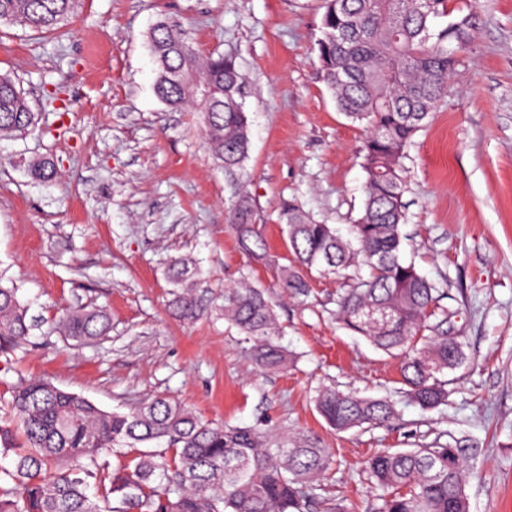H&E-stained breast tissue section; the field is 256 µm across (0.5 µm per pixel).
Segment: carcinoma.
Wrapping results in <instances>:
<instances>
[{"instance_id": "obj_1", "label": "carcinoma", "mask_w": 512, "mask_h": 512, "mask_svg": "<svg viewBox=\"0 0 512 512\" xmlns=\"http://www.w3.org/2000/svg\"><path fill=\"white\" fill-rule=\"evenodd\" d=\"M452 0H324L317 58L338 111L365 125L361 147L365 174L360 216L343 236L316 222L299 205L282 212L293 256L281 269L283 292H309L308 273L343 275L351 281L336 300V319L374 347L400 360L402 398L422 411L448 401L446 373L462 365L457 336L430 334L440 288L402 258L406 221L404 159L414 135L448 95L461 59L451 45L473 36L471 14ZM79 0H0V23L58 33ZM448 16V25L434 22ZM148 41L156 63L154 91L174 109L192 108L203 118L204 143L227 172L243 167L250 146L245 80L230 55L202 57L181 26L161 21ZM208 86L203 97L197 87ZM36 122L24 93L0 74V138L14 137ZM232 230L241 249L266 258L265 241L253 224L252 199L232 204ZM365 266L363 278L355 269ZM186 260L170 261L171 305L193 321L200 315L188 289ZM28 309L17 288L0 282V353L28 342ZM224 320L250 343L256 368L285 370L292 356L278 341L280 327L265 289L247 278L224 286ZM60 332L77 344L108 334V314L85 306L66 312ZM15 425L0 426V448L14 454L3 470L12 486L0 487V512H310L316 485L332 456L306 434L271 436L257 426L217 425L184 404L154 397L128 411H107L48 379L18 383L12 391ZM315 407L329 427L348 431L383 426L395 402L334 388L317 392ZM157 443L162 448L142 450ZM108 455L128 459L116 469ZM466 449L432 441L406 450H383L368 462L383 491L378 512H469L465 493Z\"/></svg>"}]
</instances>
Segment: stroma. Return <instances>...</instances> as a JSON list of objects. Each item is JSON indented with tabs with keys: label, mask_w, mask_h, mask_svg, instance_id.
<instances>
[{
	"label": "stroma",
	"mask_w": 512,
	"mask_h": 512,
	"mask_svg": "<svg viewBox=\"0 0 512 512\" xmlns=\"http://www.w3.org/2000/svg\"><path fill=\"white\" fill-rule=\"evenodd\" d=\"M476 29L448 95L408 149L405 255L443 288L439 302L464 364L446 406L405 402L391 424L338 432L315 410L317 387L362 397L400 387L399 362L336 320L345 282L313 277L308 296L278 286L291 254L280 213L296 202L347 230L363 205L359 124L320 74L322 0H83L58 39L0 25V73L37 115L0 140V276L37 321L25 350L0 355V422L22 378L48 377L104 409L164 396L203 420L317 437L335 458L313 512H375L366 478L379 450L437 435L469 447L470 512H512V0H474ZM180 22L198 52L230 54L247 78V161L228 176L209 154L199 113L153 91L150 29ZM53 161L34 178L28 164ZM254 201L268 259L253 261L230 227L236 193ZM192 261L195 321L170 307L175 257ZM267 289L295 356L255 369L224 320V286L240 272ZM102 307L111 331L75 344L54 329L66 310Z\"/></svg>",
	"instance_id": "35a3bbf8"
}]
</instances>
